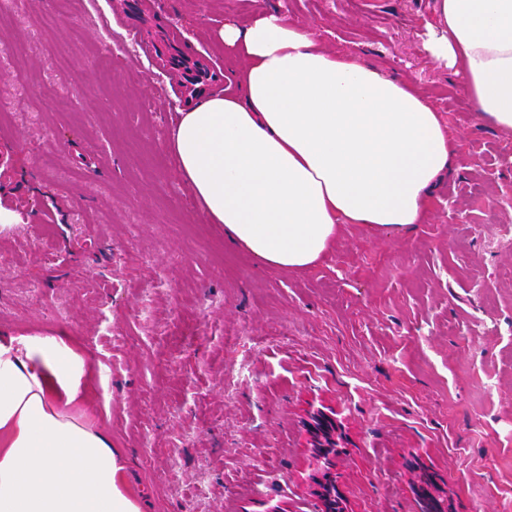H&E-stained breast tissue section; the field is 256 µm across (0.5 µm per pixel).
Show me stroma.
Instances as JSON below:
<instances>
[{"label":"stroma","mask_w":512,"mask_h":512,"mask_svg":"<svg viewBox=\"0 0 512 512\" xmlns=\"http://www.w3.org/2000/svg\"><path fill=\"white\" fill-rule=\"evenodd\" d=\"M437 0H140L185 53L262 9L411 79L461 156L405 234L343 228L303 271L209 223L168 151L176 73L115 0H0V331L93 357L142 512H512V134L423 51ZM66 97L64 112L46 109ZM342 439L318 461L310 409Z\"/></svg>","instance_id":"stroma-1"}]
</instances>
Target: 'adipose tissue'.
Wrapping results in <instances>:
<instances>
[{
	"mask_svg": "<svg viewBox=\"0 0 512 512\" xmlns=\"http://www.w3.org/2000/svg\"><path fill=\"white\" fill-rule=\"evenodd\" d=\"M238 93H200L169 142L208 220L266 266L302 270L342 225L406 233L457 150L409 82L326 49L281 14L225 19ZM426 54L512 133V0H438ZM92 363L59 336H0V512H141L99 424Z\"/></svg>",
	"mask_w": 512,
	"mask_h": 512,
	"instance_id": "1",
	"label": "adipose tissue"
}]
</instances>
